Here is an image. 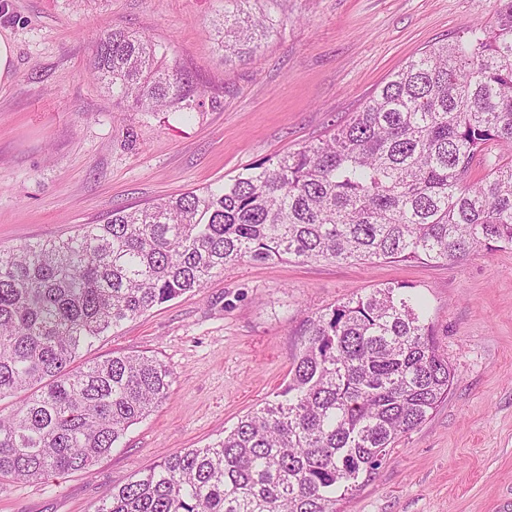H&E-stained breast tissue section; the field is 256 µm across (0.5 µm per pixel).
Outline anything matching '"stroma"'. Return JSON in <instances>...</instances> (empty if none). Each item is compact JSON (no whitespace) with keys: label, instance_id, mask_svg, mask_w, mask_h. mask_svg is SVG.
I'll return each instance as SVG.
<instances>
[{"label":"stroma","instance_id":"35a3bbf8","mask_svg":"<svg viewBox=\"0 0 512 512\" xmlns=\"http://www.w3.org/2000/svg\"><path fill=\"white\" fill-rule=\"evenodd\" d=\"M494 0H265L280 24L225 61L224 0H0L15 45L0 86V246L72 235L120 206L229 181L333 133L411 56L486 24ZM150 37L188 73L189 123L117 107L89 72L113 28ZM404 282L454 382L339 512H512V248L445 265L244 261L127 322L81 361L146 354L171 373L165 400L88 470L0 491V512H93L115 486L223 438L288 380L303 323L353 293Z\"/></svg>","mask_w":512,"mask_h":512}]
</instances>
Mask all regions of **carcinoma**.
I'll return each instance as SVG.
<instances>
[{
  "instance_id": "carcinoma-1",
  "label": "carcinoma",
  "mask_w": 512,
  "mask_h": 512,
  "mask_svg": "<svg viewBox=\"0 0 512 512\" xmlns=\"http://www.w3.org/2000/svg\"><path fill=\"white\" fill-rule=\"evenodd\" d=\"M225 0L224 61L255 54L273 20ZM490 22L392 73L334 133L147 207L114 208L66 239L0 249V491L89 469L167 396L144 354L76 364L126 321L245 259L438 264L512 247V0ZM90 73L137 108L190 113L188 75L114 28ZM288 382L223 438L130 477L94 512H337L361 475L448 395L454 373L405 283L307 320Z\"/></svg>"
}]
</instances>
